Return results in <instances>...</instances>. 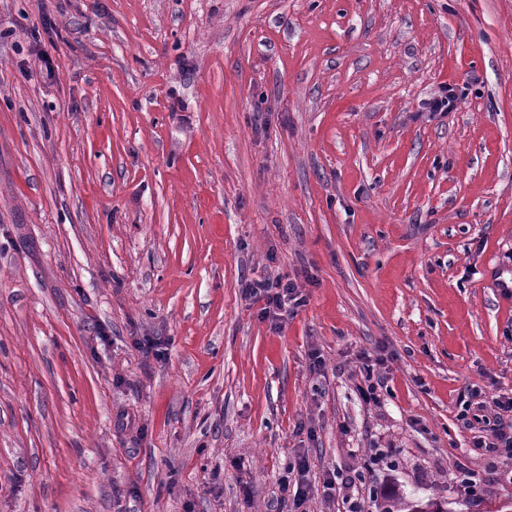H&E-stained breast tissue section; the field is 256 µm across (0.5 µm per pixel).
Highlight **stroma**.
Segmentation results:
<instances>
[{"label": "stroma", "instance_id": "stroma-1", "mask_svg": "<svg viewBox=\"0 0 512 512\" xmlns=\"http://www.w3.org/2000/svg\"><path fill=\"white\" fill-rule=\"evenodd\" d=\"M509 391L512 0H0V512H495ZM242 288L246 298L253 304L264 301L265 304L260 308V313L275 326L283 312H287L291 305L299 306L304 303L299 287L288 280L284 283L282 278L250 281ZM472 447L480 454L494 455L507 461L512 460V432L507 434L498 429L490 436H478L473 439ZM296 473L297 479L295 476V483L293 484V487H291V482L288 480V477L283 482L282 490L284 492V506L286 507V512H298L305 501L307 491L304 484V476L309 471V462L308 459L305 456H299L296 460V463L293 465L291 472ZM296 485V490L294 491V486ZM291 487V490H290ZM288 492H293V498L290 499V494ZM291 501V504L288 506V502ZM383 497L390 504L383 512H425L419 511L422 507L431 508L429 512H448V509L437 504V501L430 499L425 501L419 497H407L395 487L387 488L383 493Z\"/></svg>", "mask_w": 512, "mask_h": 512}]
</instances>
